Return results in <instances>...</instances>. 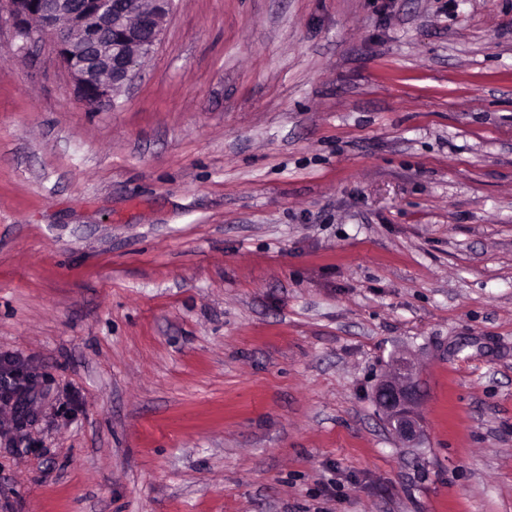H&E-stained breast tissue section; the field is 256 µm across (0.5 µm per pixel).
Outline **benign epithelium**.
Masks as SVG:
<instances>
[{"instance_id":"obj_1","label":"benign epithelium","mask_w":512,"mask_h":512,"mask_svg":"<svg viewBox=\"0 0 512 512\" xmlns=\"http://www.w3.org/2000/svg\"><path fill=\"white\" fill-rule=\"evenodd\" d=\"M171 0H0V27L19 48L41 40L70 77L78 98L91 108L115 103L136 75L138 62L159 43ZM421 382L415 361L398 357L373 390L387 429L408 448L423 440L416 407Z\"/></svg>"}]
</instances>
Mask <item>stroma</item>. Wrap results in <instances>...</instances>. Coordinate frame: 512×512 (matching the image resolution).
<instances>
[{
  "instance_id": "stroma-1",
  "label": "stroma",
  "mask_w": 512,
  "mask_h": 512,
  "mask_svg": "<svg viewBox=\"0 0 512 512\" xmlns=\"http://www.w3.org/2000/svg\"><path fill=\"white\" fill-rule=\"evenodd\" d=\"M5 352L0 512H512V0H174L100 109L0 29ZM22 372L19 360L10 355L0 357V384H3V395L1 404L4 407H9L16 410L20 418H13L14 427L20 428L22 425L21 419L24 418L22 411L24 405L30 402L31 394L34 393L37 387V382L30 374H24V379L18 380L17 374ZM13 401V403H11ZM421 399V382L415 361L398 357L392 370L383 375L373 390V400L382 414L387 429L406 448H419L423 440L416 407Z\"/></svg>"
}]
</instances>
